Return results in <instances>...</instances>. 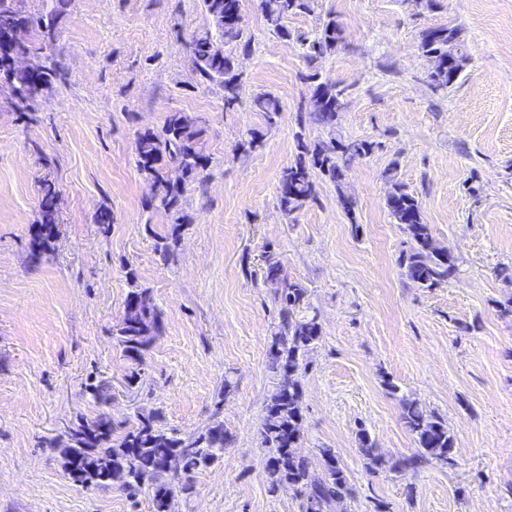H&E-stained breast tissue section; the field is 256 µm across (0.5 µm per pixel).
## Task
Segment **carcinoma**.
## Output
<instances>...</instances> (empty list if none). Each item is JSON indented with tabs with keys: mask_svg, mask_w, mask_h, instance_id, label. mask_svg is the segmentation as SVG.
<instances>
[{
	"mask_svg": "<svg viewBox=\"0 0 512 512\" xmlns=\"http://www.w3.org/2000/svg\"><path fill=\"white\" fill-rule=\"evenodd\" d=\"M49 10L32 17L25 14L13 0H0V91L7 93V102L19 112H29L38 101L51 92L55 84L65 79L59 56L39 55L38 66L30 71H10L9 60L16 51L10 32L21 25L37 29L41 42L55 41L59 25L66 19L71 0H50ZM314 0H261L260 6L272 31L281 39L290 34L282 21L292 14L312 11ZM211 29L191 44L194 69L203 83H216L224 89V111L238 106L240 74L234 57L224 50L233 45L251 50V40L236 22L240 0H202ZM343 39V29L333 18L323 23L315 38L308 43L307 58L314 61L336 49ZM424 55H432L445 65L429 73L435 89H446L456 83L468 62L463 49L461 32L454 27H430L421 34L419 44ZM453 50V61H448V50ZM318 74L307 79L315 82L312 97L320 103L314 118L320 125L332 129L343 111L348 88L338 83L316 82ZM256 111L272 122L281 112V102L271 93H260L253 99ZM205 128L199 118L188 112H171L161 130H147L138 135L135 154L139 171L152 181L156 193L147 200L146 208L154 212H172L178 205L185 184L167 178V169L180 168L185 180L192 182L207 166L203 138ZM374 149L368 141H344L332 138L327 142L308 143L297 140L293 162L284 167L279 178L278 202L287 215L302 210L317 200L314 172H319L336 184L341 206L352 213L354 203L341 192L344 172L355 160L362 159ZM56 192L52 185L42 184L40 213L35 230L31 231L29 247L35 260L53 250L58 214L54 205ZM386 206L394 223L401 226L409 239L408 249L402 251L399 265L404 275L417 287L434 288L456 272V258L448 252L436 250L431 226L422 220L418 198L401 183H393L386 198ZM179 224H174L167 235L155 232L145 225V232L158 239L155 251L161 261L173 259V244L179 237ZM263 280L270 287L271 298L279 307L280 323L269 337L267 359L277 383L265 405L260 429L262 447L268 449L265 472L270 489H290L301 497L302 512H331L336 504L351 499L354 490L346 471L332 448L319 449V463L301 455L297 448L302 430V374L308 363L306 356L322 336L317 312L306 305V289L299 283L281 278V263L275 257H266ZM130 311L124 314L115 329V336L123 355L140 364L162 328V313L148 288L132 286L126 298ZM401 418L418 445L416 452L390 464L393 471L415 468L435 460L453 463L454 438L447 423L435 412L418 401L401 397ZM71 444L63 446V460L73 459L77 466L94 459H102L112 466V478L135 496L140 490V478L152 477L151 496L153 512H168V498L173 492L193 493V474L213 466L223 455L231 436L220 420L212 422L205 431L181 436L175 430L160 426L159 416L152 412L137 416L134 424L120 436L113 435L112 419L100 413L91 419H82L73 426ZM359 452L374 469L384 464L374 441L365 429L357 433Z\"/></svg>",
	"mask_w": 512,
	"mask_h": 512,
	"instance_id": "1",
	"label": "carcinoma"
}]
</instances>
